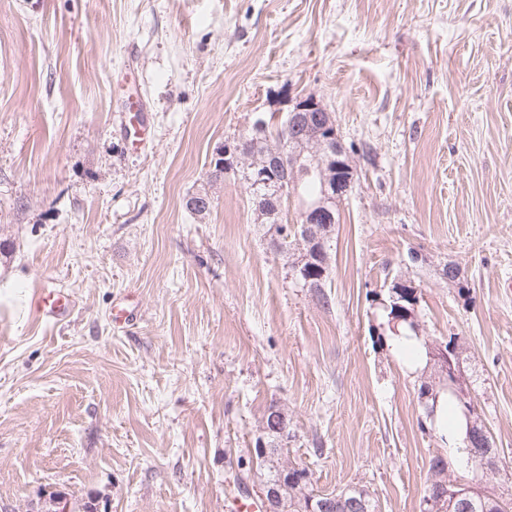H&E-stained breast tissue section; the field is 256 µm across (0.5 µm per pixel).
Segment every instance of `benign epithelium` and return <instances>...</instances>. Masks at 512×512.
I'll use <instances>...</instances> for the list:
<instances>
[{
    "label": "benign epithelium",
    "instance_id": "benign-epithelium-1",
    "mask_svg": "<svg viewBox=\"0 0 512 512\" xmlns=\"http://www.w3.org/2000/svg\"><path fill=\"white\" fill-rule=\"evenodd\" d=\"M278 117L279 123L273 137L281 142V146L269 147L264 153V160L251 166L249 190L252 191L271 180H279L282 187L277 194L255 195L258 211L270 216L281 214L286 202L298 200L299 223L294 225L296 243L301 253L300 259L295 263V269L298 270L305 262L325 256L326 237L322 235V230H328L336 223V210L354 183L355 168L338 133L336 120L321 100L312 95L288 97L284 100V108L280 109ZM256 131L269 133L266 117H257L248 132L235 138L236 144L227 141L224 148L216 151V156L224 158L225 172H231L233 165L250 156L252 144L257 140L254 135ZM313 174L321 181L319 195L312 199L299 197V178ZM431 359L440 368L448 388L461 401L465 416H470L475 410V404L471 402L472 392L462 380L461 361L454 355L453 349L444 343H437L431 347ZM261 429L266 434L279 435L281 444L288 443V421L285 413H278L263 421ZM278 468V480L262 483L266 512H288V508L283 506L281 495L284 476L302 471L299 465L286 461L280 462ZM452 486L458 488V492L454 494V499L458 500V509L472 512L474 504L471 496L481 493V490L456 482ZM338 502L344 512H367L364 500L357 497L347 500L334 494L322 496L317 508H311L309 512H335Z\"/></svg>",
    "mask_w": 512,
    "mask_h": 512
}]
</instances>
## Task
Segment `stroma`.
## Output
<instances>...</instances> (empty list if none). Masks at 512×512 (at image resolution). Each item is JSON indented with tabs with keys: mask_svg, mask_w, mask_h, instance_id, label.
<instances>
[{
	"mask_svg": "<svg viewBox=\"0 0 512 512\" xmlns=\"http://www.w3.org/2000/svg\"><path fill=\"white\" fill-rule=\"evenodd\" d=\"M288 95L371 148L326 307L246 184L209 175ZM134 105L150 140L117 121ZM0 236V512H225L267 477L272 404L315 493L421 512L432 456L472 470L420 428L432 366L371 334L398 279L422 346L465 345L503 455L483 485L512 499V0H0ZM50 290L63 320L33 307Z\"/></svg>",
	"mask_w": 512,
	"mask_h": 512,
	"instance_id": "1",
	"label": "stroma"
}]
</instances>
